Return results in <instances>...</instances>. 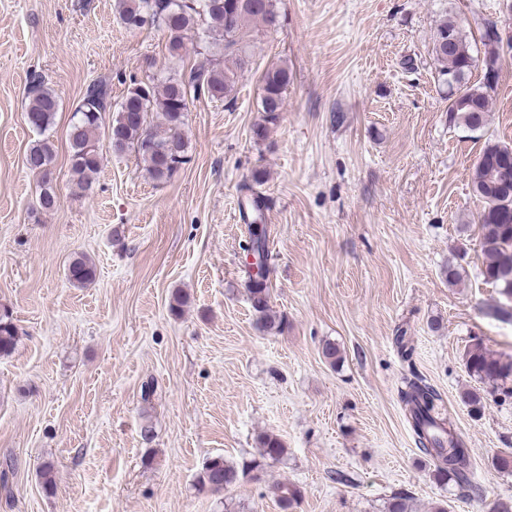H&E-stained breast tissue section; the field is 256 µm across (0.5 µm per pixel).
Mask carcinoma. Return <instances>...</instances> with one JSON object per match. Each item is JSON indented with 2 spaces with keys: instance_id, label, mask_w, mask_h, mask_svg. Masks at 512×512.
<instances>
[{
  "instance_id": "carcinoma-1",
  "label": "carcinoma",
  "mask_w": 512,
  "mask_h": 512,
  "mask_svg": "<svg viewBox=\"0 0 512 512\" xmlns=\"http://www.w3.org/2000/svg\"><path fill=\"white\" fill-rule=\"evenodd\" d=\"M253 0H117L120 21L130 30L142 28L140 20L162 28L168 37L169 54L181 55L191 32L203 29L207 41L196 51L199 60L179 77L164 80L148 79L133 82L127 89L115 117L107 129H102V115L111 109L107 84H90L73 112L68 139L71 148V170L77 183L91 188L101 168V139L105 138L113 152L132 151L144 163L146 172L157 181L170 178L185 163L187 143L182 133L190 101L201 97L228 98L235 90L236 65L246 55L242 33L249 25L271 31L279 26L275 0H263L255 7ZM453 35L454 51H448L443 40ZM480 39L483 58L474 55L471 41L456 24L443 21L437 26L432 54L437 63L438 82L448 88L449 121L470 131L481 129L490 111V92L499 75V44L497 25L486 22ZM481 63L484 81L475 86L468 82L469 73ZM290 82L286 66H273L261 77L260 111L263 123L254 128L257 138H265L269 126L278 122L284 110L285 91ZM59 110L57 94L45 84L41 75L30 81L25 120L29 127L45 134L54 124ZM512 152V146L499 143L484 147V165L474 166L471 186L484 206L477 215L479 246L485 259L484 279L498 288L506 301L512 303V166L503 168L499 157ZM54 154L53 143L44 138L34 144L26 156L28 168L41 176L42 187L38 205L43 210L56 207L58 197L50 177ZM243 184L249 192L241 203V213L247 221L249 238L244 250L256 258V271H247V292L252 307L261 315L264 326L272 325L270 316V274L268 238L264 224L265 198L254 185ZM96 276L93 263L77 256L68 266V279L77 287L90 284ZM17 343V328L8 308L0 309V355L11 353ZM469 376L489 386L488 394L505 402L512 400V358H504L486 349L479 341L472 343L464 354ZM400 400L414 434L416 447L435 462L433 478L445 483L453 480L460 485L469 483L468 450L442 417L443 399L426 380L414 375L404 379ZM260 457L278 460L286 453L277 435L264 432L259 436ZM262 465L252 461L238 470L217 455L206 460L198 483L214 493L234 485L239 475L261 480ZM280 512H295L302 497L294 484L282 482L274 490Z\"/></svg>"
}]
</instances>
